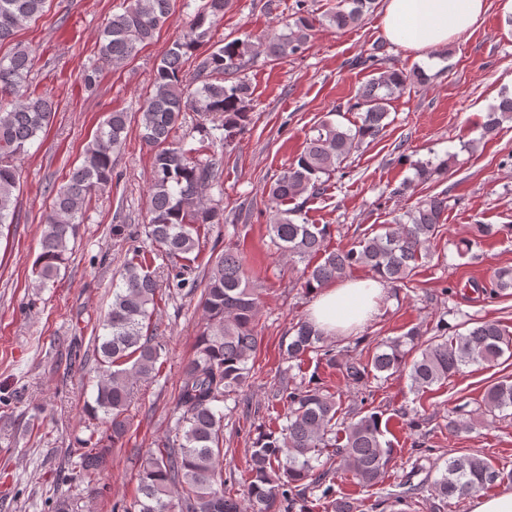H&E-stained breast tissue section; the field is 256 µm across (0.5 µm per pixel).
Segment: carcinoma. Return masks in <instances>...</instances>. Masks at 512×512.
<instances>
[{
  "label": "carcinoma",
  "mask_w": 512,
  "mask_h": 512,
  "mask_svg": "<svg viewBox=\"0 0 512 512\" xmlns=\"http://www.w3.org/2000/svg\"><path fill=\"white\" fill-rule=\"evenodd\" d=\"M48 0H0V46L11 45L0 57V229L14 223L21 171L16 161L28 145L45 131L53 105L29 92L33 51L14 41L18 29L45 12ZM375 0H337L324 16L325 25L344 31L359 24ZM227 0H205L188 29L176 39L157 67L152 88L139 116L141 139L153 153L148 189L149 224L145 232L165 256L191 263L200 251V230L218 224L222 213L206 199L205 191L221 175L223 158L202 159L174 139L173 131L184 112H199L220 122L224 143L232 142L251 121L249 85L239 80L224 84V75L236 73L249 53H263L273 61L307 49L312 21L297 7L286 30L272 32L253 44L232 40L203 56L196 65L195 85L183 80L186 61L212 38L224 16ZM172 0H130L121 13L107 19L101 34L99 56L121 64L149 43L172 13ZM423 84L424 70L412 75L380 70L363 85L350 104L359 120L342 126L323 120L312 128L302 151L269 188L274 216L268 224L272 245L295 264H302L300 279L308 291L343 277L355 267L368 269L386 283L406 287L419 262L428 256L439 233L447 197L435 194L394 218L385 232L364 234L356 245L343 250L327 246V224L296 222L300 207L280 209L298 199L322 195L331 176L351 152L383 136L390 103L410 79ZM512 120V96L504 94L487 112L482 136L494 134ZM129 119L125 112H111L87 145L81 164L53 189L52 203L40 239V253L33 267L36 287L55 283L67 260L69 242L78 234L92 194L112 182V154L124 142ZM416 178L432 179L448 164H416ZM317 263H312L315 258ZM493 290L512 289V268H500L492 279ZM112 304L99 319L92 337L102 378L94 404L86 407L93 419L110 424L112 445L95 433L69 449L78 458L75 478L98 471L110 448L122 445L131 425V386L156 377L161 345L151 330L156 311L158 283L141 258L133 255L112 277ZM205 327L197 339L194 357L179 377V416L157 451L141 456L137 498L126 512H293L297 502L324 486L329 475L342 470L356 484L369 488L382 482L394 461V448L385 438L389 421L373 409L366 414L343 410L336 396L322 389L317 378L297 386L283 385L271 395V405H283L286 424L276 431H260L252 441L247 469L248 506L233 494L234 481L224 478V411L217 404L238 392L252 377L259 345L257 288L250 283L240 252L228 248L216 257L201 297ZM285 352L297 360L314 353L338 369L347 383L363 385L369 378L395 373L407 375L410 388L420 391L442 385L470 365L491 364L512 353V333L497 321H483L464 333L448 334V323L438 324V334L425 340L415 328L404 335L376 343L372 355L336 350L327 337L308 321L294 326ZM512 409V379L491 384L479 408L464 418H448V434L488 426L487 416ZM505 478L504 472L478 455L451 457L433 489L441 500L464 499Z\"/></svg>",
  "instance_id": "cac0c4a2"
}]
</instances>
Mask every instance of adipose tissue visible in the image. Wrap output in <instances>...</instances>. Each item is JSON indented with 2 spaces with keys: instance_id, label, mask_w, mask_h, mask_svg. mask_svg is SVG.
<instances>
[{
  "instance_id": "obj_1",
  "label": "adipose tissue",
  "mask_w": 512,
  "mask_h": 512,
  "mask_svg": "<svg viewBox=\"0 0 512 512\" xmlns=\"http://www.w3.org/2000/svg\"><path fill=\"white\" fill-rule=\"evenodd\" d=\"M486 10V0H384L386 38L413 50L436 49L472 28ZM385 294L377 278L348 280L316 295L310 320L328 336L352 332L371 318Z\"/></svg>"
}]
</instances>
